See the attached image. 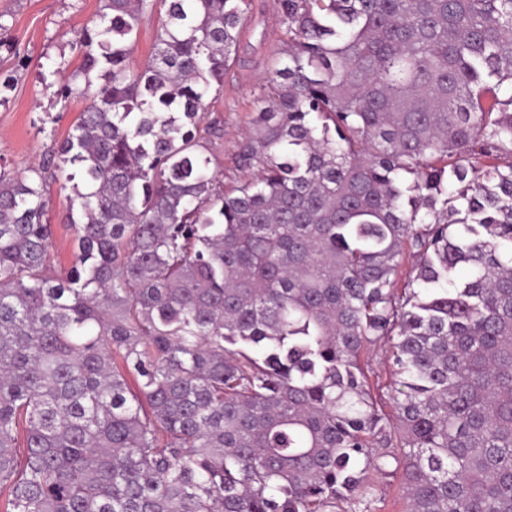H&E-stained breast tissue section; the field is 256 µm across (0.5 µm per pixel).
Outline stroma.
I'll use <instances>...</instances> for the list:
<instances>
[{
    "mask_svg": "<svg viewBox=\"0 0 512 512\" xmlns=\"http://www.w3.org/2000/svg\"><path fill=\"white\" fill-rule=\"evenodd\" d=\"M254 15L265 21L264 33L244 29L238 59L224 73V90L213 100L208 119H220L222 132L212 148V166L224 181L240 176L234 163L249 127L256 99L273 57L279 56V18L275 0H252ZM99 0H0V82L9 81L0 103V163L20 171L51 144L62 142L81 112L84 98L60 99L57 91L80 63L72 47L76 34L97 18ZM48 222L53 268L73 260L67 221L73 187H48Z\"/></svg>",
    "mask_w": 512,
    "mask_h": 512,
    "instance_id": "1",
    "label": "stroma"
}]
</instances>
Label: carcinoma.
Wrapping results in <instances>:
<instances>
[{
  "mask_svg": "<svg viewBox=\"0 0 512 512\" xmlns=\"http://www.w3.org/2000/svg\"><path fill=\"white\" fill-rule=\"evenodd\" d=\"M166 2L135 67L156 0H99L89 106L0 165V512H376L378 475L512 512V0H277L229 187L200 123L252 0ZM167 3L158 2L154 14L145 18L140 25L137 40L132 53V64L138 66L147 61L154 51L156 30L165 18ZM63 181H56L49 185L48 196L50 206L48 211V224H52V246L50 249L52 268L67 267L73 260L72 232L67 221L69 198L75 200L74 209L77 211L78 200L73 189V184L78 183V190L85 192L84 184L76 178L74 182L67 183L62 188Z\"/></svg>",
  "mask_w": 512,
  "mask_h": 512,
  "instance_id": "cac0c4a2",
  "label": "carcinoma"
}]
</instances>
